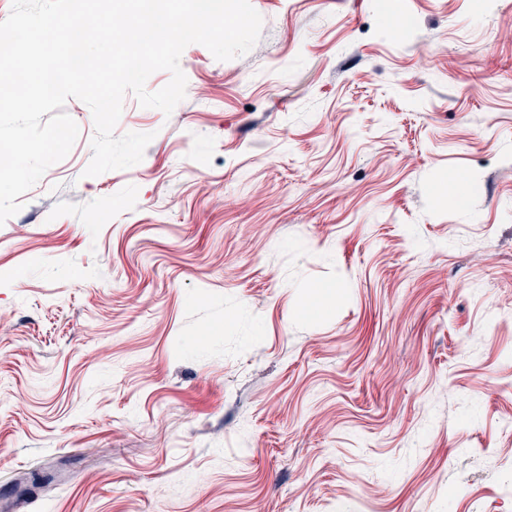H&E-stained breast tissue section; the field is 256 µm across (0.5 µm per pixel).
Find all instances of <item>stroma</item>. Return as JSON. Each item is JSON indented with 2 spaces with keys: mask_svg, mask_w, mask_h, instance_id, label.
<instances>
[{
  "mask_svg": "<svg viewBox=\"0 0 512 512\" xmlns=\"http://www.w3.org/2000/svg\"><path fill=\"white\" fill-rule=\"evenodd\" d=\"M252 5L0 226V512H512V0Z\"/></svg>",
  "mask_w": 512,
  "mask_h": 512,
  "instance_id": "stroma-1",
  "label": "stroma"
}]
</instances>
